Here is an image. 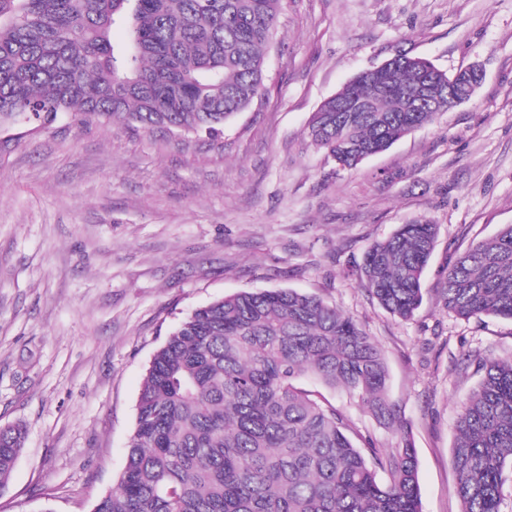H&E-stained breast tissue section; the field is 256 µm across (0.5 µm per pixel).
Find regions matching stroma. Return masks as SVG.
Returning a JSON list of instances; mask_svg holds the SVG:
<instances>
[{
    "label": "stroma",
    "mask_w": 512,
    "mask_h": 512,
    "mask_svg": "<svg viewBox=\"0 0 512 512\" xmlns=\"http://www.w3.org/2000/svg\"><path fill=\"white\" fill-rule=\"evenodd\" d=\"M454 73L475 96L364 161L337 168L310 118L396 54ZM267 94L218 139L0 122V426L26 430L0 512H90L120 475L146 369L195 309L241 291L315 294L382 344L388 394L417 453L423 512H461L459 404L479 363L512 356V321L462 320L441 273L512 224V0H285ZM425 219L438 238L423 302L403 321L356 276L364 253ZM383 447L399 442L357 400L306 381Z\"/></svg>",
    "instance_id": "35a3bbf8"
}]
</instances>
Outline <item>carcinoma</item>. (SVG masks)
Here are the masks:
<instances>
[{
  "instance_id": "obj_1",
  "label": "carcinoma",
  "mask_w": 512,
  "mask_h": 512,
  "mask_svg": "<svg viewBox=\"0 0 512 512\" xmlns=\"http://www.w3.org/2000/svg\"><path fill=\"white\" fill-rule=\"evenodd\" d=\"M283 0H0V119L121 122L217 138L262 97ZM121 27L126 39L112 42ZM325 99L308 137L353 171L434 120L448 85L399 54ZM437 225L402 224L357 270L379 305L411 319ZM442 298L462 319L512 321V224L449 263ZM462 402L452 466L461 512H499L512 467V356L481 365ZM312 375L402 435L381 448L297 381ZM385 349L352 316L289 289L196 309L155 351L126 463L91 512H422L417 458L388 397ZM25 443L0 426V492ZM385 474L382 481L379 474Z\"/></svg>"
}]
</instances>
